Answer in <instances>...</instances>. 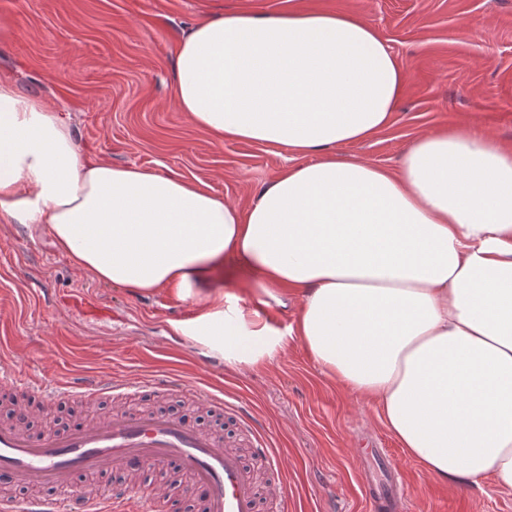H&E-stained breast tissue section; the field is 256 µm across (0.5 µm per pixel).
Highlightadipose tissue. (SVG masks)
<instances>
[{
    "mask_svg": "<svg viewBox=\"0 0 512 512\" xmlns=\"http://www.w3.org/2000/svg\"><path fill=\"white\" fill-rule=\"evenodd\" d=\"M404 82L352 15L192 26L178 110L217 141L300 159L243 210L183 178L87 161L50 105L0 81V211L47 225L99 281L194 304L173 328L205 355L263 365L296 333L428 473L512 489V150L466 125L415 138L394 170L336 156L388 125ZM228 260L251 270V304L213 288ZM271 305L296 309L294 330L263 316Z\"/></svg>",
    "mask_w": 512,
    "mask_h": 512,
    "instance_id": "obj_1",
    "label": "adipose tissue"
}]
</instances>
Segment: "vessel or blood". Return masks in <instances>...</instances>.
Returning a JSON list of instances; mask_svg holds the SVG:
<instances>
[{
    "label": "vessel or blood",
    "instance_id": "b4317fda",
    "mask_svg": "<svg viewBox=\"0 0 512 512\" xmlns=\"http://www.w3.org/2000/svg\"><path fill=\"white\" fill-rule=\"evenodd\" d=\"M203 408L226 410L250 435V458L223 434L163 413L124 410L94 419L89 425L40 435L19 423H0V512H165L164 493L148 486L128 493H102L91 477L119 469L128 474L177 462L174 481L188 480L196 512H260L268 500L275 512H288L284 470L272 438L242 405L172 377L125 382L109 377L66 381L22 379L0 366V391H26L50 400L122 398L141 391L163 394L174 386ZM26 490L25 498L2 496V489ZM66 493L51 496V489ZM372 512H408L405 495L371 484L364 489Z\"/></svg>",
    "mask_w": 512,
    "mask_h": 512
}]
</instances>
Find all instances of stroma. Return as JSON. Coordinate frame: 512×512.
I'll return each instance as SVG.
<instances>
[{"instance_id":"obj_1","label":"stroma","mask_w":512,"mask_h":512,"mask_svg":"<svg viewBox=\"0 0 512 512\" xmlns=\"http://www.w3.org/2000/svg\"><path fill=\"white\" fill-rule=\"evenodd\" d=\"M307 9L368 21L406 72L390 124L337 147V155L394 170L413 139L461 124L512 147V0H0V80L60 112L88 160L178 176L244 208L289 165V154L216 141L175 108L180 38L204 21ZM77 296L100 303V313L72 309ZM195 314L194 305L167 293L140 295L97 281L45 225L0 217V362L22 376L136 381L167 374L242 402L272 434L292 512H368L365 448L396 463L411 512H512V489L492 479L474 484L426 473L387 430L378 406L343 390L297 337L270 363L231 366L174 331ZM115 407L110 399L6 401L0 420L39 434ZM125 408L188 417L203 428L223 421L180 391L143 392Z\"/></svg>"}]
</instances>
